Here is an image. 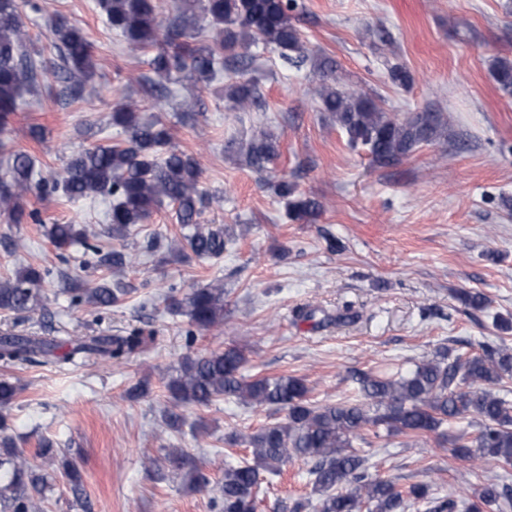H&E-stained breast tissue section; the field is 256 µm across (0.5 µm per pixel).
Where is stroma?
Masks as SVG:
<instances>
[{
    "label": "stroma",
    "instance_id": "1",
    "mask_svg": "<svg viewBox=\"0 0 512 512\" xmlns=\"http://www.w3.org/2000/svg\"><path fill=\"white\" fill-rule=\"evenodd\" d=\"M37 3L38 10L24 9L23 21L45 59L58 58L45 39L51 21H78L94 45L102 89L69 103L51 84L25 97L0 140L31 153L39 179L85 146V121H97L95 139L106 143L123 137L111 121L117 105L161 116L172 146L200 162L211 197L202 223L226 227L236 243L217 259L176 260L181 232L167 205L126 240L137 256L131 266L107 272L76 257L63 267L43 224L74 221L113 247L107 200L25 199L26 208L41 211L40 225L0 215V275L21 265L61 267L88 285L118 280L128 290L117 306L96 309L71 304L61 280L50 281L57 302L33 313L0 311V334L17 328L53 336L64 353L78 336H123L135 327L156 333L153 344L119 364L0 362V379L20 389L6 410L8 433L54 479L32 512H215L226 439L278 415L224 398L207 408L181 405L184 426L168 429L166 384L185 356L235 346L246 356L242 375L297 376L313 401L334 404L363 401L357 374H404L443 347L463 352L493 341L512 350V332L495 325L496 316L512 317V96L492 75L496 58L512 59V0H297L296 25L313 62L332 58L349 89L394 115L447 119L445 136L389 166L350 147L321 112L313 62L289 68L277 50L250 45L243 65L224 73L228 84L257 83L260 105L245 111L188 80L169 82L166 96L150 95L139 84L148 71L144 56L107 28L96 0ZM396 63L411 73L410 88L392 82ZM33 125L43 127L42 142L30 138ZM265 133L276 137L279 155L259 171L241 151ZM284 176L321 202L317 216L289 219L274 190ZM215 280L224 284V322L188 339L187 318L168 310L160 286L176 285L181 299ZM463 291L483 293L486 307L467 308L458 299ZM307 306L317 316L305 321L298 311ZM343 312L353 321L319 322ZM142 380L148 394L129 399ZM43 437L54 443L46 457L36 454ZM176 449L197 461L210 487H188L167 459ZM355 449L400 488L428 481L448 495L487 479L512 486V465L455 458L434 435H393ZM67 460L81 475L82 495L63 475ZM307 470L293 459L282 477L262 476L259 512H291L294 500L310 497Z\"/></svg>",
    "mask_w": 512,
    "mask_h": 512
}]
</instances>
